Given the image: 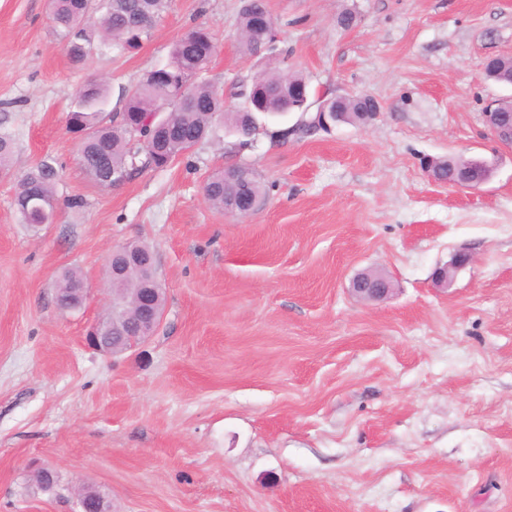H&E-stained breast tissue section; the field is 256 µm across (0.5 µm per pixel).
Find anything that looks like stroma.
Wrapping results in <instances>:
<instances>
[{
  "label": "stroma",
  "instance_id": "35a3bbf8",
  "mask_svg": "<svg viewBox=\"0 0 512 512\" xmlns=\"http://www.w3.org/2000/svg\"><path fill=\"white\" fill-rule=\"evenodd\" d=\"M286 64L312 95L371 96L368 125L256 134L224 123L165 168L95 185L66 116L103 78L120 107L195 24L218 49L205 73L228 101L274 61L242 52V0H171L134 49L73 64L48 0H0V512H77L92 487L112 512H512V149L483 122L512 94L484 75L512 54V0H266ZM357 15L345 30L336 19ZM478 159V188L442 186L426 158ZM55 166V223L14 207L18 177ZM243 164L261 208L241 219L203 186ZM82 204L67 207V200ZM157 256L164 318L108 357L85 343L105 309L113 249ZM465 251L448 288L433 273ZM80 269L90 297L56 303ZM385 270L365 303L351 279ZM56 470L52 491L33 466ZM392 290L391 280L385 274L372 277L361 272L354 277L350 285L353 296L362 302L383 300Z\"/></svg>",
  "mask_w": 512,
  "mask_h": 512
}]
</instances>
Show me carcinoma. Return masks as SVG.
Wrapping results in <instances>:
<instances>
[{"instance_id":"1","label":"carcinoma","mask_w":512,"mask_h":512,"mask_svg":"<svg viewBox=\"0 0 512 512\" xmlns=\"http://www.w3.org/2000/svg\"><path fill=\"white\" fill-rule=\"evenodd\" d=\"M169 7V0H52L48 18L52 28L64 42L63 48L74 63H83L92 52L103 53L113 43L134 47L148 37L156 18ZM266 11L265 0H246L241 12L239 33L242 51L253 55L259 45L273 42L274 23L262 30L254 26V14ZM211 36L209 27L197 24L174 44L172 60L166 64L169 75L190 78L187 98L180 104H165L164 87L153 76L146 77L124 98L121 109L105 115L108 102L107 85L89 81L79 90L69 120L92 130L79 145V163L88 178L108 187L112 175L129 179L135 172L153 166L156 157L176 158L204 141L213 123L222 119L240 136L249 139L251 128L240 123L244 105L228 107L224 94L200 76L211 61L213 52L204 46L201 36ZM306 78L287 67L273 73L260 74L241 90L248 100L251 91L269 93L268 106H277V94L288 84ZM166 108V123L149 139L140 140V133L130 130L151 114ZM377 104L365 94L348 100L345 124H363L366 113ZM56 168L44 160L31 168L18 181L14 206L20 222L30 228L40 223L37 206L55 200ZM206 200L217 209H224V172L210 176L204 184ZM84 278L76 269H68L59 277L60 288H81Z\"/></svg>"}]
</instances>
